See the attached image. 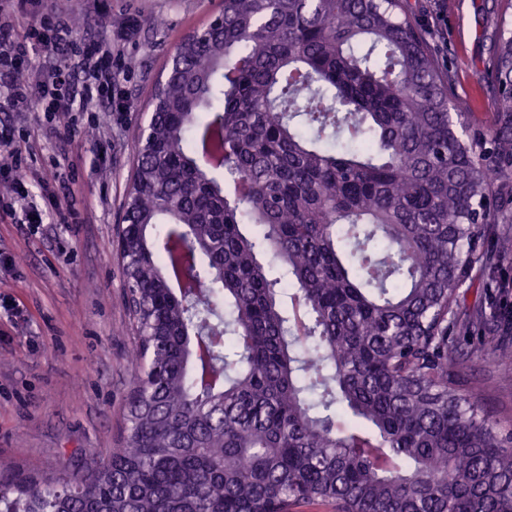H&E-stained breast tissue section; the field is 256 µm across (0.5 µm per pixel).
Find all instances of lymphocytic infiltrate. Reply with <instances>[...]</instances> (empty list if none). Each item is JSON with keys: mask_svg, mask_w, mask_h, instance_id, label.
<instances>
[{"mask_svg": "<svg viewBox=\"0 0 512 512\" xmlns=\"http://www.w3.org/2000/svg\"><path fill=\"white\" fill-rule=\"evenodd\" d=\"M25 26H18L19 18ZM40 50L46 62L33 80L17 76V66L28 62L33 50ZM11 59L15 68H0V103L11 110L33 109L47 117L43 135L74 137L77 127L73 113L94 109L103 119L122 111L112 95L116 74L112 51L100 45H86L72 38V26L65 11H47L42 0H0V59ZM0 157L12 193L0 202V215L35 223L43 211L28 202V187L38 177L23 161L22 147L11 134L0 130Z\"/></svg>", "mask_w": 512, "mask_h": 512, "instance_id": "f902f5d3", "label": "lymphocytic infiltrate"}]
</instances>
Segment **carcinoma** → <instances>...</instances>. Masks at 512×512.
<instances>
[{
    "mask_svg": "<svg viewBox=\"0 0 512 512\" xmlns=\"http://www.w3.org/2000/svg\"><path fill=\"white\" fill-rule=\"evenodd\" d=\"M221 17L134 133L123 445L52 481L1 475L0 512H512V430L458 356L500 322L493 292L463 309L460 289L512 258V19L475 131L401 0Z\"/></svg>",
    "mask_w": 512,
    "mask_h": 512,
    "instance_id": "1",
    "label": "carcinoma"
}]
</instances>
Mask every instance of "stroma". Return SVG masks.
<instances>
[{
    "mask_svg": "<svg viewBox=\"0 0 512 512\" xmlns=\"http://www.w3.org/2000/svg\"><path fill=\"white\" fill-rule=\"evenodd\" d=\"M81 18L77 40L135 19L113 39L124 63L114 96L124 111L111 124L75 113L69 147L38 136L41 113L1 111L0 129L28 136L25 162L69 182L76 224L0 220V470L53 478L109 457L119 447L125 396L133 385L134 340L124 278L112 240L124 217L136 153L134 130L181 38L207 25L221 0H53ZM455 95L480 125L493 118L495 93L482 76L500 0H402ZM462 345L464 389L494 420L512 428V359H476Z\"/></svg>",
    "mask_w": 512,
    "mask_h": 512,
    "instance_id": "obj_1",
    "label": "stroma"
}]
</instances>
